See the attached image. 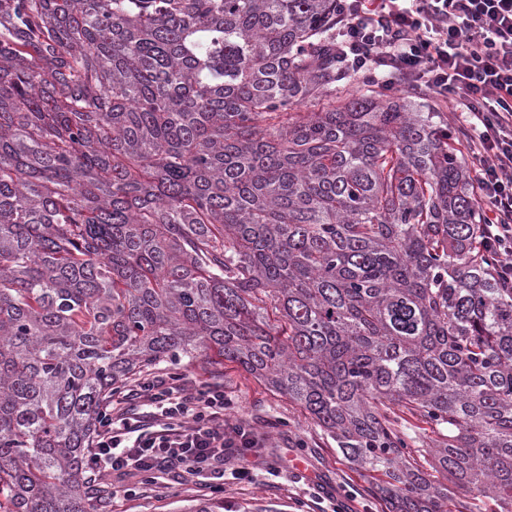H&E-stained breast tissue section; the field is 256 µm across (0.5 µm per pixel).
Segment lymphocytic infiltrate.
Wrapping results in <instances>:
<instances>
[{
    "label": "lymphocytic infiltrate",
    "mask_w": 512,
    "mask_h": 512,
    "mask_svg": "<svg viewBox=\"0 0 512 512\" xmlns=\"http://www.w3.org/2000/svg\"><path fill=\"white\" fill-rule=\"evenodd\" d=\"M336 63L354 78L390 87L391 75L446 103L463 131L484 211L481 243L499 256L512 288V0H336ZM149 407L145 431L128 406ZM224 388L150 373L114 392L99 414L91 464L104 476L135 470L156 480L224 476V460L251 473L246 449L266 444L224 415Z\"/></svg>",
    "instance_id": "lymphocytic-infiltrate-1"
}]
</instances>
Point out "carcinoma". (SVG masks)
<instances>
[{
    "label": "carcinoma",
    "instance_id": "cac0c4a2",
    "mask_svg": "<svg viewBox=\"0 0 512 512\" xmlns=\"http://www.w3.org/2000/svg\"><path fill=\"white\" fill-rule=\"evenodd\" d=\"M337 21L0 0V512H92L101 405L214 356L385 475L390 512H512V289L464 136L424 90L336 102Z\"/></svg>",
    "mask_w": 512,
    "mask_h": 512
}]
</instances>
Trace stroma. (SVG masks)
Segmentation results:
<instances>
[{
	"mask_svg": "<svg viewBox=\"0 0 512 512\" xmlns=\"http://www.w3.org/2000/svg\"><path fill=\"white\" fill-rule=\"evenodd\" d=\"M158 370L223 384L232 400L226 417L248 422L267 436L268 443L249 450L253 469L245 482L234 479L232 459L224 463L220 484H193L170 476L147 485L135 473L107 475L104 486L123 490L114 500V512H186L199 502L223 503L224 512H311V497L319 486L331 496L323 504L325 512L336 502L346 512H387L375 492L382 475L353 467L298 405L267 389L237 364L205 361L190 366L181 361L160 364Z\"/></svg>",
	"mask_w": 512,
	"mask_h": 512,
	"instance_id": "obj_1",
	"label": "stroma"
}]
</instances>
